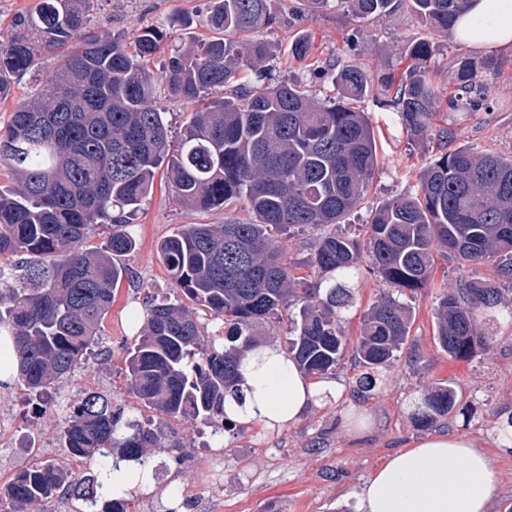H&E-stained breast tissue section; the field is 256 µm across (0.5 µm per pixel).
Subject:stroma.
Masks as SVG:
<instances>
[{"label":"stroma","mask_w":512,"mask_h":512,"mask_svg":"<svg viewBox=\"0 0 512 512\" xmlns=\"http://www.w3.org/2000/svg\"><path fill=\"white\" fill-rule=\"evenodd\" d=\"M297 6V0H274L275 22L256 33L274 52L271 65L278 80L300 82L321 100L334 93L328 73L333 62L355 60L370 68L374 79H400L409 64L406 47L426 39L433 45L430 75L440 90H447L448 71L463 57L494 89L479 110L466 104L444 108L441 118L455 131V145L512 154V50L481 48L432 31L406 6L374 22L355 19L340 5L310 19L300 16ZM207 15L208 0H93L89 25L128 35L143 26H156L167 31L171 44L178 45L208 35ZM298 35L310 40V65L288 61V43ZM359 107L380 133L377 170L360 207L345 223L292 237L290 256L300 276L312 275L310 261L322 232L358 234L372 208L414 190L419 169L434 154L430 139L407 136L395 114L373 97H366ZM227 219L250 223L254 216L243 201L223 209L185 206L175 197L164 170H157L154 188L130 227L137 246L119 259L127 276L103 322L98 359L63 379L45 409L32 403L21 388L0 389V417H10L15 431L11 442L0 435V482L36 463L63 460L74 471L88 469V461L71 457L61 447L59 432L71 413L70 403L90 390L106 394L113 406L125 411L136 407L124 379L125 348L139 336L151 300L176 293L158 242L179 225L220 224ZM456 276L453 261L436 253L431 284L413 301L410 340L422 359L414 363L401 355L373 398L363 402L352 397L361 369L348 355L336 370L337 394L318 400L292 426L268 430L249 423L228 432L172 421L175 447L152 453L153 465L160 468L156 494L147 500L138 490L129 491L130 512H166L171 489L182 494L180 512H358L359 494L375 467L410 439L425 434L408 418L417 390L446 380L457 390L459 407L444 431L474 440L490 456L496 491L489 512H512V451L501 447L497 432L501 419L512 413V326L497 328L491 349L473 360L455 361L441 352L434 342L433 308L437 296L454 284ZM382 287L372 270L361 269L352 284L353 305L345 314L349 335H358L359 316ZM33 429L44 444L37 455L19 446Z\"/></svg>","instance_id":"1"}]
</instances>
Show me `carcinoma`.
I'll use <instances>...</instances> for the list:
<instances>
[{
	"label": "carcinoma",
	"mask_w": 512,
	"mask_h": 512,
	"mask_svg": "<svg viewBox=\"0 0 512 512\" xmlns=\"http://www.w3.org/2000/svg\"><path fill=\"white\" fill-rule=\"evenodd\" d=\"M213 35L170 50L157 74L149 63L166 34L145 27L132 39L88 26L92 0H38L0 32V98L11 84L59 58L43 89L19 101L0 131V163L13 185L0 189V328L14 339L16 374L39 404L87 362L126 270L115 258L135 248L126 215L166 175L178 200L198 209L244 199L255 222L185 224L159 252L180 297L149 306L125 357V380L139 404L155 412L124 418L102 393L84 395L60 432L63 447L94 467L39 464L0 489V512H29L54 494L76 512H127L105 495V479L130 463L152 469L151 448L166 447L165 422H222L225 407L243 409V360L261 336L286 323L297 369L324 379L347 352L365 369L353 397L372 396L409 340L412 299L428 287L435 250L460 276L437 299L435 342L453 360L491 347L494 326L512 323V156L454 149L455 131L435 128L442 103L429 77V41L406 50L409 74L374 81L354 61L336 65L338 97L319 101L299 82L272 78L270 48L251 38L276 17L271 0H212ZM469 0H340L357 19L380 20L403 4L433 30L453 35ZM311 44L296 37L288 57L304 63ZM229 87V96L209 91ZM197 104L177 145L170 144L162 93ZM373 96L412 138L434 130L433 162L417 189L370 211L363 233L323 236L312 259L317 278L292 273L285 239L295 227L341 224L359 206L377 169V135L355 103ZM490 96L466 62L448 72V104L478 107ZM102 248L87 245L95 231ZM387 288L361 314L360 333L345 331L353 303L349 283L363 261ZM488 266L494 278L474 275ZM224 327L204 335L194 308ZM457 408L451 383L418 390L410 420L429 429Z\"/></svg>",
	"instance_id": "cac0c4a2"
}]
</instances>
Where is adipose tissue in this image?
Masks as SVG:
<instances>
[{"mask_svg":"<svg viewBox=\"0 0 512 512\" xmlns=\"http://www.w3.org/2000/svg\"><path fill=\"white\" fill-rule=\"evenodd\" d=\"M457 39L512 48V0H470L455 25ZM246 420L270 429L294 423L328 387L307 379L273 346L243 372ZM495 488L491 460L471 440L435 435L408 443L370 474L361 512H488Z\"/></svg>","mask_w":512,"mask_h":512,"instance_id":"adipose-tissue-1","label":"adipose tissue"}]
</instances>
